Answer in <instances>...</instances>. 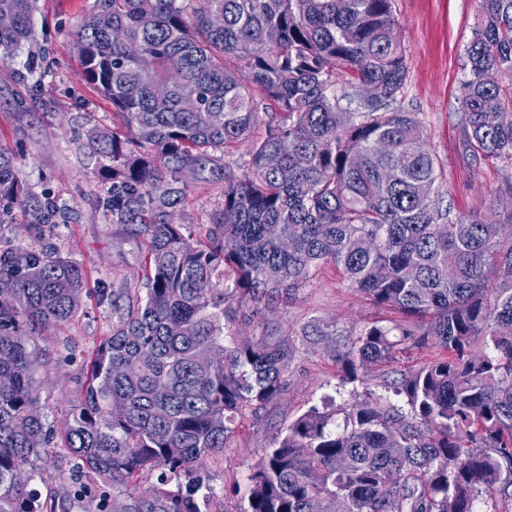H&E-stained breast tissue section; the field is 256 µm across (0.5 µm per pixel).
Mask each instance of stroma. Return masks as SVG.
<instances>
[{
	"instance_id": "35a3bbf8",
	"label": "stroma",
	"mask_w": 512,
	"mask_h": 512,
	"mask_svg": "<svg viewBox=\"0 0 512 512\" xmlns=\"http://www.w3.org/2000/svg\"><path fill=\"white\" fill-rule=\"evenodd\" d=\"M95 4L37 0L33 22L40 59L30 61L22 49L0 65V149L14 156L27 199L0 224V247L44 249L76 262L90 292L76 316L52 331L53 357L40 373L41 412L57 429L82 400L86 366L112 333L113 289L139 287L142 278V240L126 225L113 223L102 204L106 190L94 179L97 163L86 148L87 130L112 123V105L86 83L73 39ZM394 10L408 65L400 105L420 115L423 134L441 164L446 204L456 214L475 211L508 223L512 216L497 211L493 202L512 183V168L499 162L469 167L459 143L456 98L479 0H394ZM37 87L43 97L39 103L33 96ZM223 192L220 184L192 191L182 222L205 233L211 214L224 202ZM47 197L55 205L54 223L37 234L28 208ZM397 317L396 311L348 288L330 266L275 315L286 327L317 319L344 338ZM356 389L343 382L324 346L297 345L281 397L260 415L245 418L223 451L206 459L203 471L213 489L208 512H246L249 476L273 432L321 406L324 397L351 402ZM32 486L53 512H112L111 487L75 480L69 451L61 446L38 462Z\"/></svg>"
}]
</instances>
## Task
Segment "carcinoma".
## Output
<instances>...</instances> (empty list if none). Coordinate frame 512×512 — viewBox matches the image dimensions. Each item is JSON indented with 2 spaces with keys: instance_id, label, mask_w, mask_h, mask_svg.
Wrapping results in <instances>:
<instances>
[{
  "instance_id": "1",
  "label": "carcinoma",
  "mask_w": 512,
  "mask_h": 512,
  "mask_svg": "<svg viewBox=\"0 0 512 512\" xmlns=\"http://www.w3.org/2000/svg\"><path fill=\"white\" fill-rule=\"evenodd\" d=\"M479 2L462 154L512 165V0ZM34 8L0 0L1 61L33 42ZM74 40L112 103V126L86 133L95 178L112 186L103 203L146 241L144 287L112 289V334L62 429L75 472L118 490L112 512H206L202 461L287 385L293 346L268 313L327 265L402 315L332 344L343 382L377 367L402 402L365 390L298 416L263 450L248 512H479L481 498L512 499V224L443 206L419 113L394 106L408 68L393 0H96ZM215 183L224 204L198 240L176 217L192 188ZM2 204L25 199L0 150ZM84 294L73 261L0 251V512L45 508L17 474L33 477L53 439L38 393L47 331ZM296 335L316 346L331 333L312 320ZM428 346L442 354L402 365ZM145 475L148 495L123 496Z\"/></svg>"
}]
</instances>
